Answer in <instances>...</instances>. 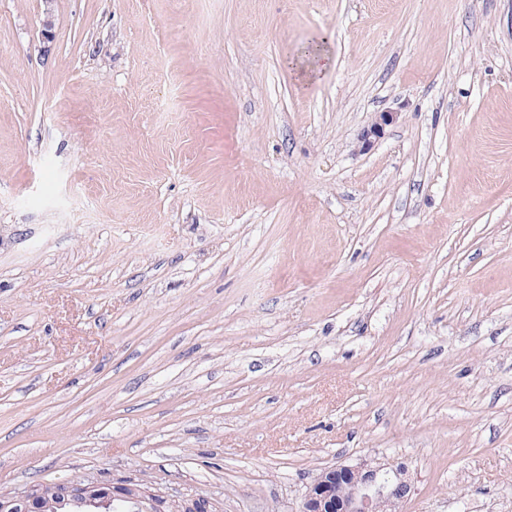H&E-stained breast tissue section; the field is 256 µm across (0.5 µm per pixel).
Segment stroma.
<instances>
[{
  "label": "stroma",
  "instance_id": "stroma-1",
  "mask_svg": "<svg viewBox=\"0 0 512 512\" xmlns=\"http://www.w3.org/2000/svg\"><path fill=\"white\" fill-rule=\"evenodd\" d=\"M371 458L512 512V0H0V493ZM325 40L322 39L323 42L310 46V49H305L303 52L304 66H301L299 61L296 60L288 61V65L298 71L300 80L303 83L315 80L331 64L332 58L324 44ZM396 112H379L377 113L373 122L363 129L359 137V150L369 151L377 141L384 134L386 126L391 125L397 119Z\"/></svg>",
  "mask_w": 512,
  "mask_h": 512
}]
</instances>
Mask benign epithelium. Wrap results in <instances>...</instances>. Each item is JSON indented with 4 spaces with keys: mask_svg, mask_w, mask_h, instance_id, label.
<instances>
[{
    "mask_svg": "<svg viewBox=\"0 0 512 512\" xmlns=\"http://www.w3.org/2000/svg\"><path fill=\"white\" fill-rule=\"evenodd\" d=\"M396 112H379L359 137V150H370L384 134L385 127L397 119ZM412 492L408 468L402 463L364 459L356 464H340L323 470L307 487L301 512H388L403 504ZM124 503L125 512H143L145 504L169 506L174 512L191 508L192 512H212L208 497L164 496L130 484L87 481L65 486L61 498L41 505V510L76 503L88 509L112 510V503ZM38 502L37 491L25 495L0 494V512H30Z\"/></svg>",
    "mask_w": 512,
    "mask_h": 512,
    "instance_id": "1",
    "label": "benign epithelium"
}]
</instances>
